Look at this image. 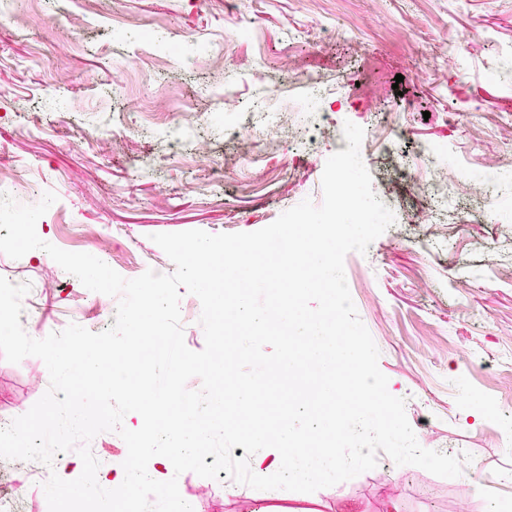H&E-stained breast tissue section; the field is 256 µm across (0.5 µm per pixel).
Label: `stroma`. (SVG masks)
Instances as JSON below:
<instances>
[{"label":"stroma","mask_w":512,"mask_h":512,"mask_svg":"<svg viewBox=\"0 0 512 512\" xmlns=\"http://www.w3.org/2000/svg\"><path fill=\"white\" fill-rule=\"evenodd\" d=\"M159 21L152 41L115 19ZM248 30L237 38L239 30ZM465 58L442 64L449 39ZM227 43V63L213 48ZM512 59V0H43L24 13L0 9V171L22 200L30 186L54 191L40 238L70 252L107 235V264L133 279L170 274L156 233L254 232L303 200L320 204L335 141L309 129L246 147L245 105L287 113L307 97L305 77L328 88L349 76L324 110L363 126L360 91H373L392 117L361 157L372 177L392 176L386 200L404 223L367 254L348 253L345 276L361 321L380 351L388 389L406 401L422 447L470 453L474 464L444 478L378 453L377 465L313 493L285 497L228 479L185 472L193 512H487L490 496L512 512V223L489 221L465 204L444 224H415L426 204L409 178L393 176V154L448 144L476 167L512 135V81L492 73ZM403 82H396V75ZM81 111H71L70 98ZM465 112L453 127L445 114ZM211 164H195L196 141ZM495 254H488V247ZM35 249L0 253V276L41 288L26 333L41 339L76 323L108 327L99 293ZM34 356L0 359V421L25 414L48 390Z\"/></svg>","instance_id":"obj_1"}]
</instances>
